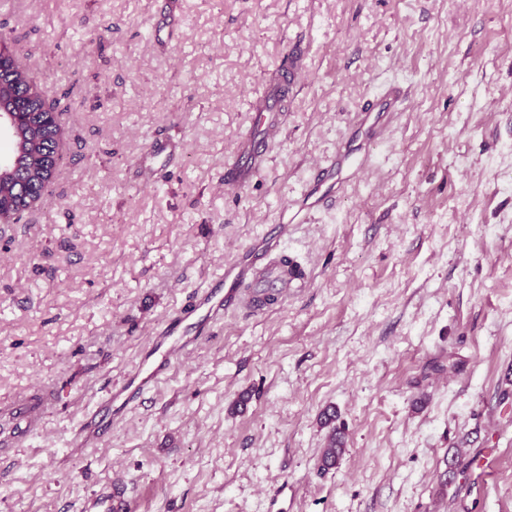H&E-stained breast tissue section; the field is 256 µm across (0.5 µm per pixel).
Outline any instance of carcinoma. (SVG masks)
Wrapping results in <instances>:
<instances>
[{
    "mask_svg": "<svg viewBox=\"0 0 512 512\" xmlns=\"http://www.w3.org/2000/svg\"><path fill=\"white\" fill-rule=\"evenodd\" d=\"M0 82L11 90L10 97L3 102L4 111L17 114L15 134L9 145L15 163L0 173V194L6 195V207L0 215L9 223L30 207L34 186L46 181L42 156L55 153L57 139L47 125L50 118L45 92L30 85L23 73L14 68L1 72ZM335 419L333 413L324 416V424L332 429L320 454L322 471L338 465L345 453L343 434L333 426Z\"/></svg>",
    "mask_w": 512,
    "mask_h": 512,
    "instance_id": "carcinoma-1",
    "label": "carcinoma"
}]
</instances>
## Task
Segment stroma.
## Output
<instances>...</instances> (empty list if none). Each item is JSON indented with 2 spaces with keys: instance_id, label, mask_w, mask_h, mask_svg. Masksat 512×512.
<instances>
[{
  "instance_id": "stroma-1",
  "label": "stroma",
  "mask_w": 512,
  "mask_h": 512,
  "mask_svg": "<svg viewBox=\"0 0 512 512\" xmlns=\"http://www.w3.org/2000/svg\"><path fill=\"white\" fill-rule=\"evenodd\" d=\"M168 9L176 39L149 41ZM0 39L65 129L49 192L0 223V512H80L108 478L133 512H512V0H0ZM297 45L281 133L227 192ZM391 85L365 172L281 243L303 287L226 313L73 451L152 329L300 204ZM156 135L185 150L146 182ZM327 411L346 452L323 472ZM401 101V90L391 87L380 95L377 109L371 107L361 110L357 114L356 126L357 130L361 132L364 142L373 143L384 139L395 112H400Z\"/></svg>"
}]
</instances>
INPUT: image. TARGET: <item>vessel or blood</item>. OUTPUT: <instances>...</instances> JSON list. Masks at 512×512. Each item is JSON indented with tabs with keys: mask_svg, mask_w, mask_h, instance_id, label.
<instances>
[{
	"mask_svg": "<svg viewBox=\"0 0 512 512\" xmlns=\"http://www.w3.org/2000/svg\"><path fill=\"white\" fill-rule=\"evenodd\" d=\"M402 92L392 87L382 93L377 107L360 111L356 126L364 142L384 139L389 123L399 111ZM285 110L281 98L265 97L259 108L260 120L255 131L249 132L239 143L233 162L224 171V186L238 191L248 186L259 174L267 159L268 143L280 130V117ZM180 146L158 136L147 146L141 158V168L149 175H157ZM365 153L350 146H340L335 155L318 163L311 186L304 194L306 211L319 209L336 188L366 169ZM285 225H275L263 238L258 251L240 255L226 264L223 272L194 295L191 304L167 318L155 332L150 350L128 372L121 386L108 392L90 419L82 424L72 437L74 447L83 448L100 442L112 429V419L119 413L139 405L144 395L167 375L172 365L190 354L223 320L225 312L240 301V287L254 281L263 288L297 279V272H283L273 255L281 246ZM82 512H132L123 489L104 482L86 497Z\"/></svg>",
	"mask_w": 512,
	"mask_h": 512,
	"instance_id": "obj_1",
	"label": "vessel or blood"
}]
</instances>
